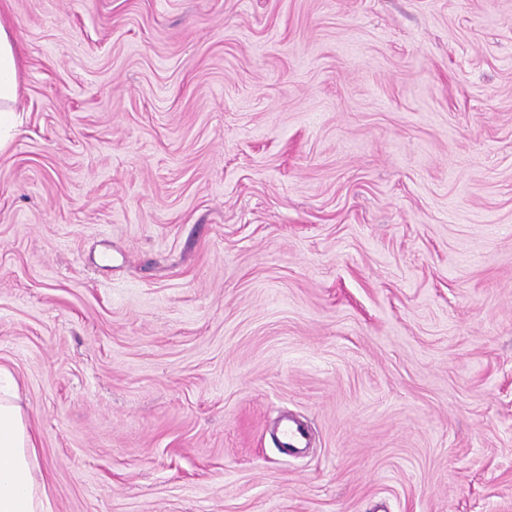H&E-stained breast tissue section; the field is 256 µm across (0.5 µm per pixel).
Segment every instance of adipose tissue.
Instances as JSON below:
<instances>
[{
	"mask_svg": "<svg viewBox=\"0 0 512 512\" xmlns=\"http://www.w3.org/2000/svg\"><path fill=\"white\" fill-rule=\"evenodd\" d=\"M19 96V54L10 24L0 18V130L15 122L11 103ZM35 436L11 392L0 394V512H49L38 476Z\"/></svg>",
	"mask_w": 512,
	"mask_h": 512,
	"instance_id": "1",
	"label": "adipose tissue"
}]
</instances>
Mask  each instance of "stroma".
<instances>
[{"mask_svg":"<svg viewBox=\"0 0 512 512\" xmlns=\"http://www.w3.org/2000/svg\"><path fill=\"white\" fill-rule=\"evenodd\" d=\"M0 13V368L52 512H512V0ZM19 54L11 25L0 15V104L16 103L19 96ZM309 430L304 425L291 421L285 422L280 430L279 442L283 448L293 450L304 448L308 444Z\"/></svg>","mask_w":512,"mask_h":512,"instance_id":"1","label":"stroma"}]
</instances>
